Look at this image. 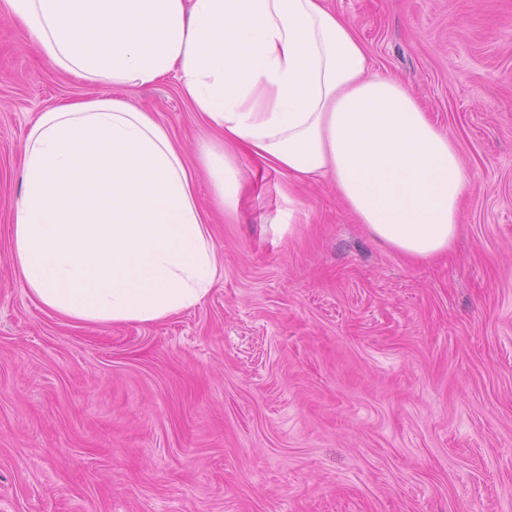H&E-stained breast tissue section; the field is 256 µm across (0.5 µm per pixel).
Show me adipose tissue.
Here are the masks:
<instances>
[{"label": "adipose tissue", "mask_w": 512, "mask_h": 512, "mask_svg": "<svg viewBox=\"0 0 512 512\" xmlns=\"http://www.w3.org/2000/svg\"><path fill=\"white\" fill-rule=\"evenodd\" d=\"M25 46L103 95L27 130L12 255L45 311L153 324L219 280L194 174L128 94L175 78L223 136L199 158L225 210L241 173L226 145L305 183L332 174L361 224L414 261L447 255L469 179L454 141L371 59L329 0H0Z\"/></svg>", "instance_id": "adipose-tissue-1"}]
</instances>
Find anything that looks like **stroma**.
Wrapping results in <instances>:
<instances>
[{"instance_id":"stroma-1","label":"stroma","mask_w":512,"mask_h":512,"mask_svg":"<svg viewBox=\"0 0 512 512\" xmlns=\"http://www.w3.org/2000/svg\"><path fill=\"white\" fill-rule=\"evenodd\" d=\"M454 140L469 176L448 258L373 239L332 178L237 154L175 79L136 103L195 174L221 277L151 324L42 310L13 270L22 147L39 112L98 96L0 17V512H512V0H332ZM199 158L210 174L215 196L224 211H234L242 181L235 157L228 154L224 147L204 142L199 148Z\"/></svg>"}]
</instances>
